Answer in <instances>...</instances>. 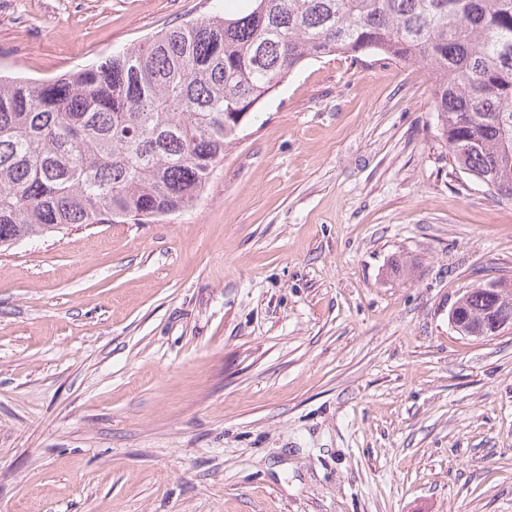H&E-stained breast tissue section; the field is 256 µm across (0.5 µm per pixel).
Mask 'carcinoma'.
<instances>
[{
    "mask_svg": "<svg viewBox=\"0 0 512 512\" xmlns=\"http://www.w3.org/2000/svg\"><path fill=\"white\" fill-rule=\"evenodd\" d=\"M52 81L0 78V248L68 224L187 211L249 110L328 56L428 67L459 171L512 200V0H248ZM470 336L512 300H457Z\"/></svg>",
    "mask_w": 512,
    "mask_h": 512,
    "instance_id": "carcinoma-1",
    "label": "carcinoma"
}]
</instances>
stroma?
Here are the masks:
<instances>
[{
	"label": "stroma",
	"instance_id": "stroma-1",
	"mask_svg": "<svg viewBox=\"0 0 512 512\" xmlns=\"http://www.w3.org/2000/svg\"><path fill=\"white\" fill-rule=\"evenodd\" d=\"M223 9L0 0V76ZM430 95L307 62L192 210L0 249V512H512V333L448 322L512 276V201L453 170Z\"/></svg>",
	"mask_w": 512,
	"mask_h": 512
}]
</instances>
